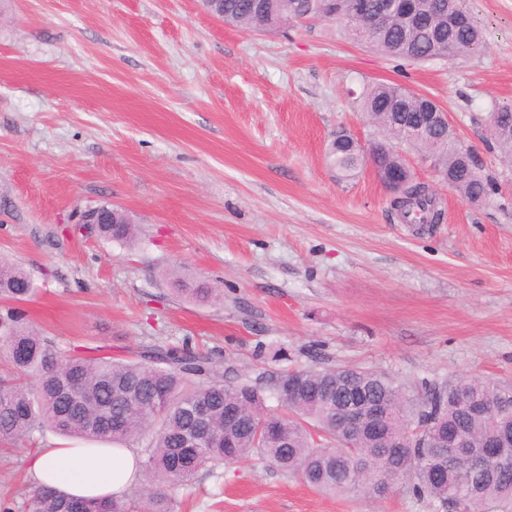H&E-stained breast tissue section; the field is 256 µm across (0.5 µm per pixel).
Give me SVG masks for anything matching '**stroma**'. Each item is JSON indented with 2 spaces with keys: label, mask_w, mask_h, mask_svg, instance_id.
Instances as JSON below:
<instances>
[{
  "label": "stroma",
  "mask_w": 512,
  "mask_h": 512,
  "mask_svg": "<svg viewBox=\"0 0 512 512\" xmlns=\"http://www.w3.org/2000/svg\"><path fill=\"white\" fill-rule=\"evenodd\" d=\"M483 37L461 57H387L314 22L269 34L200 0H0V258L29 271L20 307L83 355L189 343L225 380L352 366L400 382H512V165L488 116L512 104V0H464ZM397 83L448 114L495 191L471 204L398 153L444 212L406 224L344 132L381 138L362 92ZM110 205L132 242L79 221ZM220 300L198 303L173 276ZM25 443L0 452V505L34 488ZM172 512H432L402 490L322 495L258 455L169 492Z\"/></svg>",
  "instance_id": "stroma-1"
}]
</instances>
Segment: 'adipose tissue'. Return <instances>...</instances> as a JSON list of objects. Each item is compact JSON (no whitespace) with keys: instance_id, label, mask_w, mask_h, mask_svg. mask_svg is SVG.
<instances>
[{"instance_id":"ef3b65f1","label":"adipose tissue","mask_w":512,"mask_h":512,"mask_svg":"<svg viewBox=\"0 0 512 512\" xmlns=\"http://www.w3.org/2000/svg\"><path fill=\"white\" fill-rule=\"evenodd\" d=\"M141 456L133 448H83L50 443L27 460L35 486L85 499L125 497L139 482Z\"/></svg>"}]
</instances>
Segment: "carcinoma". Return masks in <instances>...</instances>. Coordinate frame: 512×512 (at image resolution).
<instances>
[{
  "mask_svg": "<svg viewBox=\"0 0 512 512\" xmlns=\"http://www.w3.org/2000/svg\"><path fill=\"white\" fill-rule=\"evenodd\" d=\"M252 0H215L212 10L248 30H265V17ZM282 18L320 19L324 0H266ZM420 21L389 16L386 26L364 34L345 23L343 30L383 55L428 61L466 56L482 45V36L467 17L462 0H416ZM434 101L411 94L399 84L379 83L363 94V109L383 137L366 151L352 148V138L336 134L329 157L341 176H352L368 160L403 181L395 191L394 208L407 223L434 224L440 213L432 191L409 175L394 144L407 143L422 152L467 202L492 193L471 152L453 145L446 126L425 134L412 123ZM491 135L502 157L512 161V108L490 113ZM105 240L127 242L132 224H102ZM176 291L195 302L216 296L212 288L176 280ZM33 293L25 269L0 261V299L24 301ZM0 445L26 440L50 430L71 439L131 446L143 442L144 487L148 512H171L166 494L191 483L200 470L231 464L258 454L271 464L300 475L307 485L326 494L362 492L384 498L401 484L436 512H512V469L487 472L475 457L484 441L499 432L512 433V384L482 379L424 382L408 387L390 376L352 367L302 368L279 378L299 387H262L247 381L224 382L212 359L185 346L151 347L133 359L70 355L43 336L18 311L0 314ZM351 391H362L380 408L361 417L362 430L343 426L340 405ZM277 396L283 409L265 408L266 393ZM209 411L207 428L192 448L184 437L197 429L195 409ZM242 408L235 426L224 425V409ZM454 435L462 448L454 456L441 447ZM27 512H139L134 499L84 500L37 487Z\"/></svg>",
  "mask_w": 512,
  "mask_h": 512,
  "instance_id": "carcinoma-1",
  "label": "carcinoma"
}]
</instances>
